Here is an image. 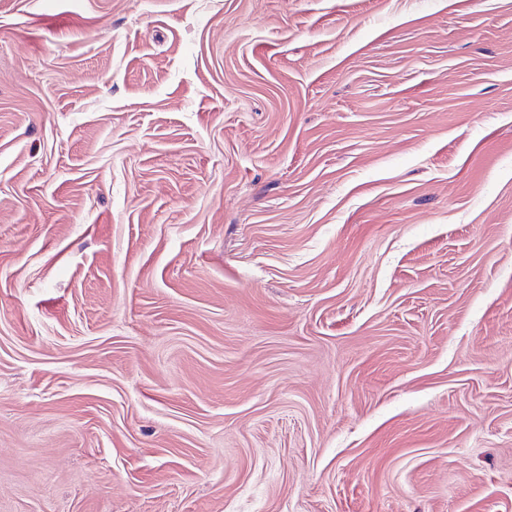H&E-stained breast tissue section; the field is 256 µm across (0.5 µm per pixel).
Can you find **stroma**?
<instances>
[{
    "instance_id": "1",
    "label": "stroma",
    "mask_w": 512,
    "mask_h": 512,
    "mask_svg": "<svg viewBox=\"0 0 512 512\" xmlns=\"http://www.w3.org/2000/svg\"><path fill=\"white\" fill-rule=\"evenodd\" d=\"M0 512H512V0H0Z\"/></svg>"
}]
</instances>
